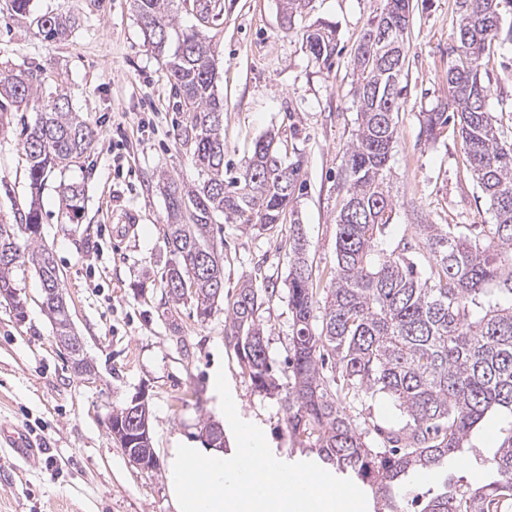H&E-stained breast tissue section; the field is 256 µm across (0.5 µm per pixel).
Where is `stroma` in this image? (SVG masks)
Segmentation results:
<instances>
[{"label": "stroma", "instance_id": "35a3bbf8", "mask_svg": "<svg viewBox=\"0 0 512 512\" xmlns=\"http://www.w3.org/2000/svg\"><path fill=\"white\" fill-rule=\"evenodd\" d=\"M408 50L399 80L397 135L389 160L400 209L386 230L388 245L411 234L416 219L434 224H490L494 214L463 159L457 128L425 140L421 119L448 96L455 58L456 0H411ZM384 0H311L294 22L281 0H172L181 27L205 32L218 63L224 97V162L238 172L260 136L287 133V160L300 162L294 210L280 224L254 230L223 226L224 293L232 295L254 271L274 285L257 318L268 352L283 367L292 335L288 306V229L300 223L314 269L335 265L336 218L344 155L358 127L353 62L367 25ZM34 12L70 14L68 38L49 41L0 0V77L39 69L43 92L66 93L94 128L86 155L51 174L42 191V243L53 255L73 326L93 376L75 372L42 306L41 282L31 264L13 270L25 306L17 319L0 298V429H30L44 449L33 468L0 447V512H175L165 469L132 464L106 427L107 416L143 398L155 450L205 444V422L235 441L233 417L257 421L259 438L302 477L332 476L313 454L292 448L278 397L256 391L244 377L224 333L225 310L198 323L189 307L166 308L157 278L168 254L161 174L187 184L197 170L173 136L176 114L159 57L144 42L130 0H33ZM336 29L331 63L313 60L304 29ZM486 106L512 135V40L496 42L481 69ZM35 115L12 108L0 129V224L17 223L30 193L22 126ZM80 187L84 208L69 218L60 190ZM145 291H136L139 281ZM236 400L224 404L214 375ZM487 483V468L461 459L445 470L410 475L399 491L404 512L416 495L439 491L445 477Z\"/></svg>", "mask_w": 512, "mask_h": 512}]
</instances>
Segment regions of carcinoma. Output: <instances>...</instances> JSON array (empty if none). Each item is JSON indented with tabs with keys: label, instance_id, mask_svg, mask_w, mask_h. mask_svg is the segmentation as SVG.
Instances as JSON below:
<instances>
[{
	"label": "carcinoma",
	"instance_id": "1",
	"mask_svg": "<svg viewBox=\"0 0 512 512\" xmlns=\"http://www.w3.org/2000/svg\"><path fill=\"white\" fill-rule=\"evenodd\" d=\"M14 13L30 20L51 41L69 37L75 21L63 14H38L32 0H11ZM145 42L161 57L172 83L177 112L176 144L186 150L203 180L192 185L172 174L162 178L167 201L163 229L170 258L161 272L167 302L188 305L200 323L225 303V336L243 374L259 392L280 396L292 446L310 448L337 476L371 492L378 512H401L398 489L410 473L435 469L474 448L472 437L492 414L505 416L492 456L484 459L495 478L480 487L458 479L428 494L421 512H512V140L485 109L487 87L480 71L502 33V15L512 0H458L461 21L455 62L448 66V100L423 113L422 135L434 140L458 123L467 166L489 200L495 223L469 235L465 224L417 221L415 233L393 247L386 229L397 199L389 185V159L396 137L402 69L390 71L384 48L405 45L410 19L400 14L409 0H385L381 18L366 28L355 59L358 129L344 156L346 201L336 220V267L325 287L309 261L301 225L289 228L288 305L293 316L287 383H279L257 312L269 282L249 277L224 301V242L214 235L219 216L257 230L280 223L293 208L300 165L287 163L284 139L259 137L241 172L225 179L224 100L217 93V67L207 37L182 28L170 14L171 0H130ZM310 0H283L290 22ZM388 42H383V39ZM303 45L317 62L336 51V30L307 29ZM39 78L19 70L0 79V126L8 123L4 102L40 113L23 127L31 201L19 224H0V298L18 316L13 269L30 262L57 305L47 309L55 335L71 345L79 373L92 365L81 355L62 295L53 256L41 238L40 194L49 174L82 158L95 132L61 94L37 95ZM67 211L83 208V194L63 188ZM25 237L31 251L18 243ZM431 259L429 275L416 255ZM391 398L406 415L388 430L347 413L361 398ZM380 447L369 446L370 434Z\"/></svg>",
	"mask_w": 512,
	"mask_h": 512
}]
</instances>
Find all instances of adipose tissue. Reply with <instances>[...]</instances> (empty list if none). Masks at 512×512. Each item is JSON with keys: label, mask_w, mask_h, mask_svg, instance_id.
<instances>
[{"label": "adipose tissue", "mask_w": 512, "mask_h": 512, "mask_svg": "<svg viewBox=\"0 0 512 512\" xmlns=\"http://www.w3.org/2000/svg\"><path fill=\"white\" fill-rule=\"evenodd\" d=\"M166 490L176 512H333L324 481L288 478L263 443L248 449L175 447L165 455Z\"/></svg>", "instance_id": "ef3b65f1"}]
</instances>
